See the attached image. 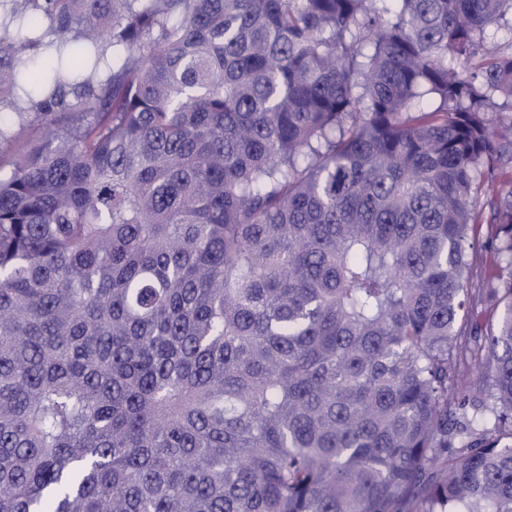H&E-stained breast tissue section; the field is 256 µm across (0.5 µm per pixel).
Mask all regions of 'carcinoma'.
Returning <instances> with one entry per match:
<instances>
[{"instance_id": "carcinoma-1", "label": "carcinoma", "mask_w": 512, "mask_h": 512, "mask_svg": "<svg viewBox=\"0 0 512 512\" xmlns=\"http://www.w3.org/2000/svg\"><path fill=\"white\" fill-rule=\"evenodd\" d=\"M508 13L0 0V512H512Z\"/></svg>"}]
</instances>
